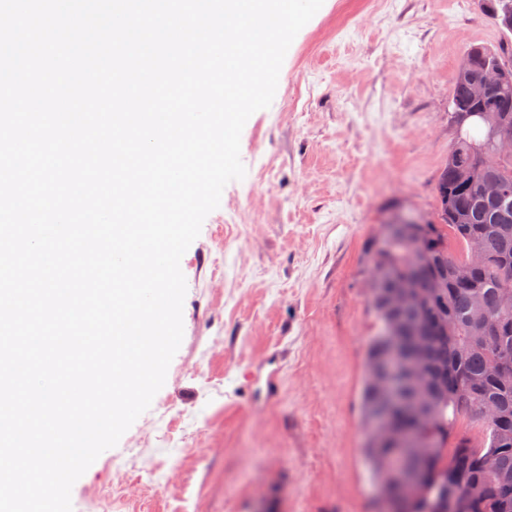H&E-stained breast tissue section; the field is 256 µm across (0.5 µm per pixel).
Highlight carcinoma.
Listing matches in <instances>:
<instances>
[{
	"label": "carcinoma",
	"instance_id": "cac0c4a2",
	"mask_svg": "<svg viewBox=\"0 0 512 512\" xmlns=\"http://www.w3.org/2000/svg\"><path fill=\"white\" fill-rule=\"evenodd\" d=\"M469 59L467 71L478 74L487 62L512 61V40L498 49L480 47ZM452 97L459 107L472 109V100L460 76L453 78ZM486 141L478 124L469 125L453 144L450 154L474 168L473 143ZM506 189L500 202L486 199L481 184L464 180L457 164L444 165L435 189L437 209L433 223L419 238L395 239L371 247L367 256L370 304L378 331L367 351L368 370L362 391L363 418L371 428L382 404L374 368L383 357L391 323L421 322L414 350L423 365L424 381L410 391L424 420L400 416V435L419 446L400 448L381 437L366 439L362 448L373 480L393 482L410 460L420 464L424 477L419 500L412 512H435L433 505L452 492L462 497L463 512H512V312L500 299L505 281L502 270L512 269V158L487 171ZM484 253V263L466 278H456L455 268L469 252ZM423 253L428 260L420 278L433 289L420 306L395 308L390 304L391 277L404 271ZM492 317L485 327L478 318ZM462 416L472 417L483 428L482 442L456 428Z\"/></svg>",
	"mask_w": 512,
	"mask_h": 512
}]
</instances>
